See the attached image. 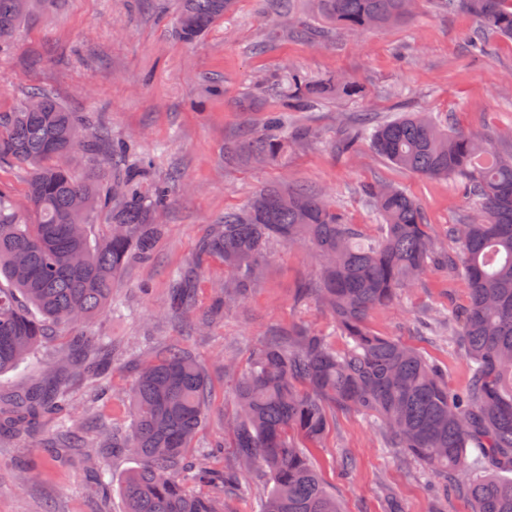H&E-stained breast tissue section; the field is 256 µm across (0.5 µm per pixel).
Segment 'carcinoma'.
<instances>
[{
  "instance_id": "1",
  "label": "carcinoma",
  "mask_w": 512,
  "mask_h": 512,
  "mask_svg": "<svg viewBox=\"0 0 512 512\" xmlns=\"http://www.w3.org/2000/svg\"><path fill=\"white\" fill-rule=\"evenodd\" d=\"M318 14L344 29L363 32L405 20L412 0H316ZM49 0H0V48L34 9ZM177 35L201 37L223 20L236 0H177ZM472 14L478 27L471 47L491 34L512 39V0H441ZM279 100L249 157L278 158L292 141L309 136L288 129V113L312 112L329 95L357 96L352 82L312 80L284 67L272 83ZM367 143L390 164L419 175L461 183L474 204L470 218L448 226L451 248H439L420 205L403 189L364 186L382 233L363 238L341 210L316 191L264 190L210 225L196 259L216 257L228 277L216 292L211 318L224 303L245 297L274 240L313 251L318 275L300 287L332 315L334 333L290 328L253 350L237 384L239 412L229 444L195 447L204 423L209 380L185 350L167 349L137 369L128 433L94 421L107 433L99 447L134 454L140 466L122 480L125 512H224V497L243 496L242 472L259 466L269 489L261 512H342L322 482L307 446L328 434L331 411L352 410L378 419L393 448H401L441 478L454 477L470 496L471 512H512V132L475 133L453 116L410 112L380 124L344 129L337 148ZM83 146L104 160L120 193L101 195L97 175L76 179L60 158ZM130 146L84 112L68 110L51 91L36 88L12 112H0V165L27 168L28 209L11 203L0 186V373L14 368L61 329L85 323L112 304V280L133 263H148L161 232L156 216L169 205L167 187L148 186L150 163L128 160ZM108 217L109 231L91 238L94 217ZM450 267L469 290L467 303L448 310L451 349L461 353L468 382L448 387V368L415 348L374 333L367 315L396 304L399 291L429 268ZM195 268L173 273L168 312L196 306ZM112 340L102 337L76 363L89 383L99 382L113 360ZM68 392L35 385L0 397V432L33 440L44 436L63 456L85 448L75 429ZM233 460L218 464L224 447ZM94 492L108 496L107 474L96 453L85 454Z\"/></svg>"
}]
</instances>
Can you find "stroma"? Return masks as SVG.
I'll use <instances>...</instances> for the list:
<instances>
[{"label": "stroma", "mask_w": 512, "mask_h": 512, "mask_svg": "<svg viewBox=\"0 0 512 512\" xmlns=\"http://www.w3.org/2000/svg\"><path fill=\"white\" fill-rule=\"evenodd\" d=\"M176 15L175 0H54L52 7L35 10L0 51V112L12 111L31 88L51 89L71 111L101 116L113 139L130 142L134 156L152 159L154 182L170 183L153 261L126 269L113 283L111 308L73 328L87 344L108 336L122 346L106 393L96 396L74 376L69 394L76 418L90 412L126 430L131 359L146 360L178 344L201 363L210 382L208 415L196 437L204 444L223 438L235 413L236 379L255 346L291 326L331 335L338 347L344 340L334 335L331 317L318 302L297 298L299 286L317 270L304 249L272 242L249 297L230 303L223 319L206 327L200 319L224 282L223 262L201 265L197 306L179 321L167 313L171 274L194 261L210 224L270 186H310L337 204L348 223L373 236L379 219L363 186L394 185L421 204L430 234L447 245L449 225L461 223L472 208L458 184L411 174L368 147L344 153L335 143L363 112L377 121L399 112L450 113L473 132L512 127V40L492 37L487 55H471L466 41L476 26L473 16L447 11L439 0H421L413 17L363 34L326 25L313 0H294L291 13L282 16L262 12L258 0H238L233 16L192 44L176 38ZM294 27L316 36L292 37ZM286 65L310 78L345 76L363 94L334 95L316 111L290 113L289 126L308 128L311 136L290 143L273 162L228 159V148L259 132L266 113L278 106L269 94L247 106L248 93ZM467 299L453 270L434 269L403 290L399 306L372 312L367 323L447 364L450 387L460 389L467 382L463 357L452 354L447 337L425 336L418 328L425 315L447 319L449 307ZM66 358L61 343L43 345L0 373V391L58 375ZM312 454L343 512H387L389 490L403 512H470L465 490L452 486L435 496L436 477L389 447L375 420L359 413H333L328 435ZM346 458L353 469L344 477L340 465ZM32 466L39 468V479L21 482L20 470ZM86 481L85 465L52 461L41 442L22 454L17 442L0 441V512H100L105 506ZM105 508L124 512L120 493Z\"/></svg>", "instance_id": "stroma-1"}]
</instances>
